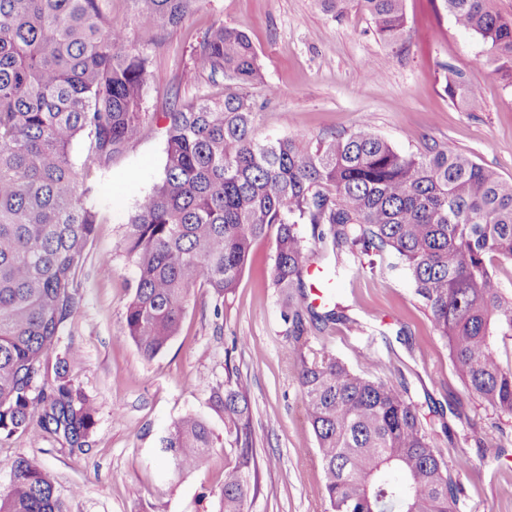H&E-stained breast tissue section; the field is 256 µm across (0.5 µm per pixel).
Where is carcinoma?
Instances as JSON below:
<instances>
[{
	"mask_svg": "<svg viewBox=\"0 0 512 512\" xmlns=\"http://www.w3.org/2000/svg\"><path fill=\"white\" fill-rule=\"evenodd\" d=\"M356 2L389 45L401 38L403 0H323L341 15ZM461 28L483 41L512 85V18L490 0H442ZM150 31L178 27L198 0H130ZM109 0H0V437L38 424L83 450L94 410L50 354L81 304L78 272L112 201L98 180L138 141L151 58L104 28ZM198 69L229 82L222 100L200 96L166 113L160 184L125 224L136 268L125 334L147 359L177 336L191 292L216 303L237 287L253 244L271 238L272 285L289 325L307 421L330 512H458L460 487L431 423L405 381L352 370L329 353L309 357L307 324L343 317L307 303L309 262L300 226L320 248L390 257L403 267L433 328L448 344L465 390L512 416V366L496 338L512 337V296L497 267L512 264V182L461 152L429 147L402 155L370 122L315 148L298 136L259 141L248 89L261 79L248 37L222 24L194 50ZM448 98L476 90L454 78ZM81 141L83 161L71 150ZM238 462L224 473L221 512H248L253 454L251 403L227 377L214 393ZM171 472L202 467L214 447L203 417L189 413L161 439ZM0 512H64L54 479L19 458L0 490Z\"/></svg>",
	"mask_w": 512,
	"mask_h": 512,
	"instance_id": "cac0c4a2",
	"label": "carcinoma"
}]
</instances>
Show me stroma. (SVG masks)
Here are the masks:
<instances>
[{
  "label": "stroma",
  "mask_w": 512,
  "mask_h": 512,
  "mask_svg": "<svg viewBox=\"0 0 512 512\" xmlns=\"http://www.w3.org/2000/svg\"><path fill=\"white\" fill-rule=\"evenodd\" d=\"M404 10L403 38L390 47L354 5L338 16L322 0H200L180 27L156 33L134 22L128 0H111L108 26L123 30L129 50L153 60L144 101L151 121L102 179L112 211L96 228L78 277L82 305L56 348L60 355L73 351L70 378L89 398L95 426L83 452L36 425L0 438V489L10 482L11 463L24 457L50 472L66 512H220L224 469L236 455L211 395L230 365L252 404L258 491L249 512H328L298 369L287 354L288 326L270 279L272 241L254 243L222 311L208 289H195L179 334L147 360L124 335L135 278L124 226L163 177L172 92L188 102L223 96L228 87L223 76L193 64V47L216 22L245 33L257 51L261 79L250 95L258 139L297 135L313 147L367 119L400 153L434 146L462 152L512 180V86L495 74L480 38L459 28L440 0H404ZM367 66L374 77L364 76ZM451 74L480 89L478 105L448 99ZM102 255L111 258L110 268L99 267ZM335 284L347 319L310 328L309 349L356 369L371 356L373 375L405 379L416 402L437 408L431 425L445 459H470L455 475L463 489L459 512H512V417L467 394L406 274L356 263ZM188 413L207 419L215 447L204 466L176 477L160 440ZM498 442L505 455H497Z\"/></svg>",
  "instance_id": "obj_1"
}]
</instances>
